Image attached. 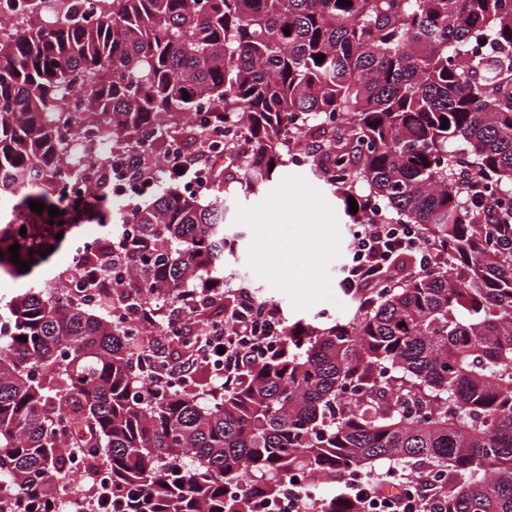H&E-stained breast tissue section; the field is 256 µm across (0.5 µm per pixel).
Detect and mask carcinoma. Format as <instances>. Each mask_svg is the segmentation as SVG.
<instances>
[{
	"label": "carcinoma",
	"mask_w": 512,
	"mask_h": 512,
	"mask_svg": "<svg viewBox=\"0 0 512 512\" xmlns=\"http://www.w3.org/2000/svg\"><path fill=\"white\" fill-rule=\"evenodd\" d=\"M17 0L0 23V275L28 277L56 237L54 206L97 141L161 157L234 120L252 152L225 193L277 176L289 143L355 224H422L448 262L386 288L348 321L287 327L277 352L200 397L156 390L129 352L134 326L30 280L0 320V512H55L84 451L95 507L254 512L292 474L382 466L430 485L416 512H512V247L459 192L465 155L482 196L512 197V0ZM290 34H285V30ZM324 60L317 62L315 56ZM189 99H183V93ZM205 122L194 125L203 102ZM448 128H441L442 122ZM358 204L350 212L349 198ZM224 193L159 175L117 212L135 304L224 280ZM26 235H20L21 228ZM19 244V271L9 247ZM26 340H20V337ZM320 512H360L336 496Z\"/></svg>",
	"instance_id": "carcinoma-1"
}]
</instances>
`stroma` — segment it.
<instances>
[{
  "mask_svg": "<svg viewBox=\"0 0 512 512\" xmlns=\"http://www.w3.org/2000/svg\"><path fill=\"white\" fill-rule=\"evenodd\" d=\"M225 220L241 235L225 283H246L289 322L354 314L357 304L340 286L354 226L308 168L287 164L269 186L228 197Z\"/></svg>",
  "mask_w": 512,
  "mask_h": 512,
  "instance_id": "35a3bbf8",
  "label": "stroma"
}]
</instances>
